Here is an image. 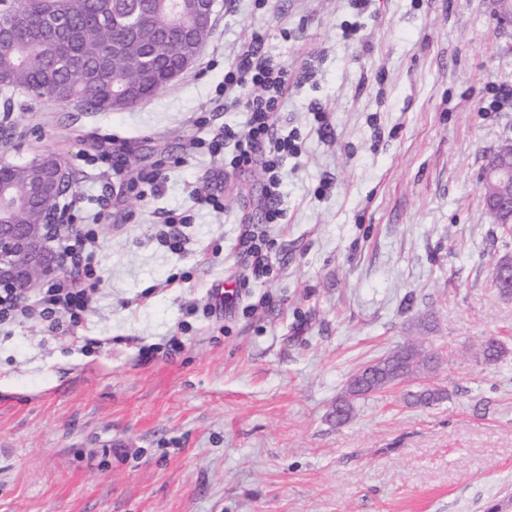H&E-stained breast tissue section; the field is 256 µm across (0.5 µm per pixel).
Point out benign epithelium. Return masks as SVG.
<instances>
[{"mask_svg":"<svg viewBox=\"0 0 512 512\" xmlns=\"http://www.w3.org/2000/svg\"><path fill=\"white\" fill-rule=\"evenodd\" d=\"M46 159L56 163L33 182L27 204L41 211L34 224L0 223V294L18 300L27 298L36 286L58 277L68 258L55 251L52 243L65 230L76 225L62 215L60 199L72 191L75 182L64 158L43 154L30 160L38 164ZM484 182L494 191L484 196L485 208L501 215L503 223L512 222V139L503 141L492 153V163L485 168Z\"/></svg>","mask_w":512,"mask_h":512,"instance_id":"obj_1","label":"benign epithelium"}]
</instances>
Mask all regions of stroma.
Returning a JSON list of instances; mask_svg holds the SVG:
<instances>
[{"label":"stroma","instance_id":"stroma-1","mask_svg":"<svg viewBox=\"0 0 512 512\" xmlns=\"http://www.w3.org/2000/svg\"><path fill=\"white\" fill-rule=\"evenodd\" d=\"M497 10L218 0L197 63L135 109L0 92V159L62 154L75 222L99 236L77 330L95 346L47 322L0 330V512H485L512 498V296L492 282L512 226L482 205L486 158L512 138V26ZM255 37L292 75L280 122L301 152L267 225L269 274L211 316L212 284L242 272L241 233L264 223V174L189 145L244 129V106L218 96L233 49ZM105 151L121 152L124 177L164 162L163 193L103 181ZM196 192L223 193V210ZM170 210L191 215L193 256L156 242ZM491 337L508 350L494 365L480 356ZM407 344L433 367L337 424L349 377ZM425 384L448 399L409 404Z\"/></svg>","mask_w":512,"mask_h":512}]
</instances>
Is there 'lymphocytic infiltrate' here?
Wrapping results in <instances>:
<instances>
[{
  "mask_svg": "<svg viewBox=\"0 0 512 512\" xmlns=\"http://www.w3.org/2000/svg\"><path fill=\"white\" fill-rule=\"evenodd\" d=\"M289 74L265 49L261 39L241 43L224 69L225 97L239 98L245 85L258 88V95L245 100L248 119L244 130L225 128L209 139L193 141L191 149L211 156L223 154L225 144H232L233 167L261 165L266 174L264 196L267 223H279L283 216L281 170L288 157L297 155L294 134L285 132L278 120L288 91ZM60 248L78 268V275H66L50 285L35 304L12 298H0V323L15 318L29 321H58L68 317L72 326H80L89 308L94 288L98 236L90 225H83L65 237Z\"/></svg>",
  "mask_w": 512,
  "mask_h": 512,
  "instance_id": "1",
  "label": "lymphocytic infiltrate"
}]
</instances>
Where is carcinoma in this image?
Masks as SVG:
<instances>
[{
	"instance_id": "obj_1",
	"label": "carcinoma",
	"mask_w": 512,
	"mask_h": 512,
	"mask_svg": "<svg viewBox=\"0 0 512 512\" xmlns=\"http://www.w3.org/2000/svg\"><path fill=\"white\" fill-rule=\"evenodd\" d=\"M138 21L132 32L112 21L126 14L125 0H0V17L17 18L11 31L0 37V91L21 89L59 103L79 101L94 111L115 109L113 99L135 92L144 101L164 89L173 71L181 67V29L196 13L200 0H132ZM120 48L117 57L114 48ZM41 168L15 165L0 181V220L27 223L24 206L29 187ZM504 262L493 268V282L501 293H512V278L502 273ZM505 354L495 339L482 346L483 359L494 363ZM433 361L414 346L402 348L361 370L346 386L349 399L340 402L336 415L341 425L351 416L352 399L375 392ZM410 402L432 406L445 398L437 388L408 393Z\"/></svg>"
}]
</instances>
